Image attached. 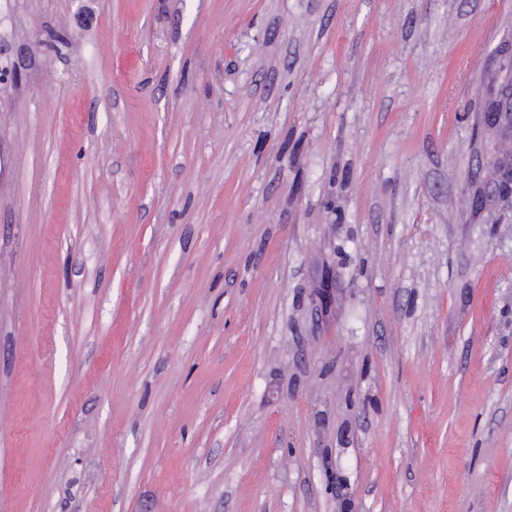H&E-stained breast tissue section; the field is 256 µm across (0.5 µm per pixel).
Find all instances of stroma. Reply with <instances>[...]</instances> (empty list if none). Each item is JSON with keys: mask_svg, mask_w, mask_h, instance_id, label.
Listing matches in <instances>:
<instances>
[{"mask_svg": "<svg viewBox=\"0 0 512 512\" xmlns=\"http://www.w3.org/2000/svg\"><path fill=\"white\" fill-rule=\"evenodd\" d=\"M0 512H512V0H0ZM493 100V101H492ZM488 105L489 117L500 130L512 133V84L504 86L490 100ZM489 102V104H490Z\"/></svg>", "mask_w": 512, "mask_h": 512, "instance_id": "35a3bbf8", "label": "stroma"}]
</instances>
